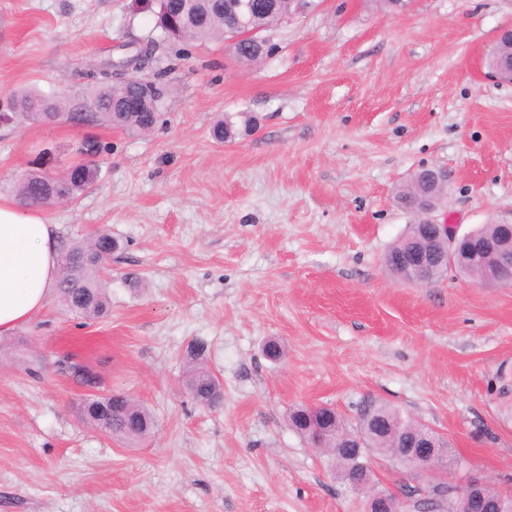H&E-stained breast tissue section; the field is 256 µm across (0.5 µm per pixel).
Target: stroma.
Returning a JSON list of instances; mask_svg holds the SVG:
<instances>
[{"label": "stroma", "mask_w": 512, "mask_h": 512, "mask_svg": "<svg viewBox=\"0 0 512 512\" xmlns=\"http://www.w3.org/2000/svg\"><path fill=\"white\" fill-rule=\"evenodd\" d=\"M512 0H323L266 33L262 64L224 39H161L131 0H0V199L41 155L55 172L103 145L95 188L46 210L61 242L107 231V316L56 300L0 338V512H364L330 458L288 421L334 406L400 409L447 438L474 478L512 492V285L455 272L416 286L384 256L411 217L398 190L421 166L449 176L438 214L467 231L512 218V84L486 75ZM155 40L140 77L163 91L148 134L16 118L32 89L58 100L90 69ZM256 127L215 141L214 123ZM281 342L276 362L263 354ZM206 346L224 405L184 385ZM98 388L154 417L129 443L83 423Z\"/></svg>", "instance_id": "stroma-1"}]
</instances>
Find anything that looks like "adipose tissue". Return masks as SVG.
Wrapping results in <instances>:
<instances>
[{"label":"adipose tissue","mask_w":512,"mask_h":512,"mask_svg":"<svg viewBox=\"0 0 512 512\" xmlns=\"http://www.w3.org/2000/svg\"><path fill=\"white\" fill-rule=\"evenodd\" d=\"M58 227L43 212L0 201V336L42 311L59 275Z\"/></svg>","instance_id":"1"}]
</instances>
